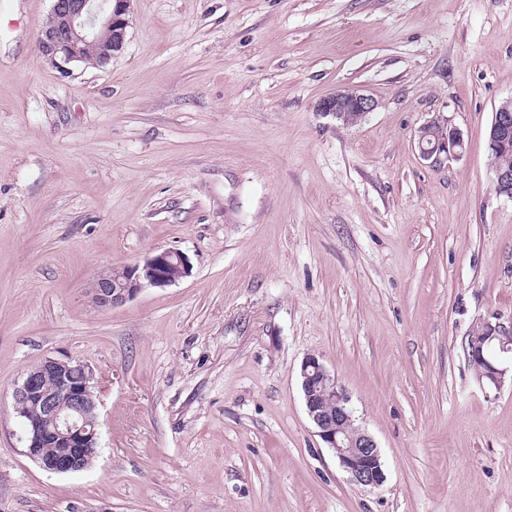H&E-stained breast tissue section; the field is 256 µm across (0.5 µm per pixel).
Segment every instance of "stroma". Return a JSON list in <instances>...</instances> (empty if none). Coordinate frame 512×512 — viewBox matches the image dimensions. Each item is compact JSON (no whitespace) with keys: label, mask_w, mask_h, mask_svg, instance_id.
I'll use <instances>...</instances> for the list:
<instances>
[{"label":"stroma","mask_w":512,"mask_h":512,"mask_svg":"<svg viewBox=\"0 0 512 512\" xmlns=\"http://www.w3.org/2000/svg\"><path fill=\"white\" fill-rule=\"evenodd\" d=\"M51 0H0V512H512V385L464 343L512 318V199L486 131L512 98V0H132L105 65L60 76ZM358 88L357 125L318 112ZM463 137L439 166L417 134ZM190 276L115 308L100 272ZM322 358L378 442L352 483L310 421ZM93 373L100 448L25 453L13 391ZM418 147L421 158L436 166L460 155L464 143L459 132L447 130L439 121H431L419 129ZM491 160L494 166H502V168L492 169L496 193L512 199V169H509L512 168V149L506 153L493 155ZM190 259L183 253L164 249L121 270L101 272L90 289L92 300L101 308L124 305L146 287H165L191 274Z\"/></svg>","instance_id":"obj_1"}]
</instances>
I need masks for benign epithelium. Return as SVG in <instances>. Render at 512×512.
<instances>
[{
    "label": "benign epithelium",
    "instance_id": "benign-epithelium-1",
    "mask_svg": "<svg viewBox=\"0 0 512 512\" xmlns=\"http://www.w3.org/2000/svg\"><path fill=\"white\" fill-rule=\"evenodd\" d=\"M131 0H52L49 23L37 34L46 61L61 74L85 62L88 49L100 44L99 63L109 62L122 48L129 25ZM109 40L99 43L102 32ZM377 107V101L360 89H340L321 100L318 109L345 126H353ZM512 138V99L494 111L487 147L493 152L507 147ZM420 156L436 166L460 155L461 134L438 121L418 131ZM496 193L512 199V169L492 170ZM190 259L183 253L157 250L121 270L101 272L90 289L101 308L121 306L146 287H165L191 274ZM481 334L470 341L472 362L480 370L478 381L496 389L507 374L504 363L512 361V319L499 317L479 322ZM496 345L494 357L484 348ZM93 374L72 359H48L29 370L14 390L15 410L26 434V454L42 469L75 473L84 469L82 458L98 454V403L92 390ZM300 383L308 417L317 435L330 448L350 481L363 487H378L386 480L382 453L375 439L356 426L345 388L320 357L309 354L301 365ZM63 449L47 457L43 449Z\"/></svg>",
    "mask_w": 512,
    "mask_h": 512
}]
</instances>
